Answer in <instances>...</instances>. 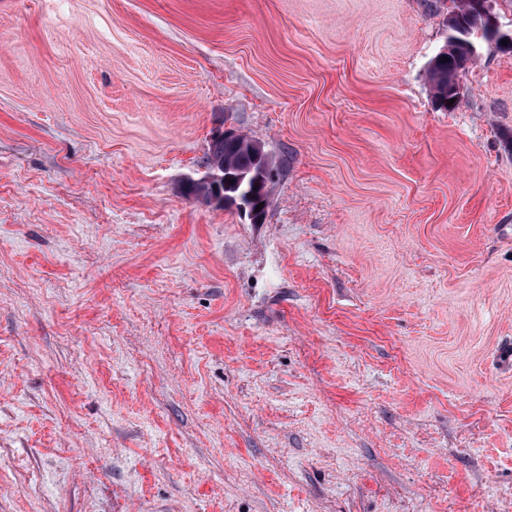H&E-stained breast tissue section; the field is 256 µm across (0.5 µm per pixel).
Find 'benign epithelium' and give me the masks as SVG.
Returning a JSON list of instances; mask_svg holds the SVG:
<instances>
[{
  "instance_id": "obj_1",
  "label": "benign epithelium",
  "mask_w": 512,
  "mask_h": 512,
  "mask_svg": "<svg viewBox=\"0 0 512 512\" xmlns=\"http://www.w3.org/2000/svg\"><path fill=\"white\" fill-rule=\"evenodd\" d=\"M469 24L461 27V32L467 38L473 36L477 39L501 45V40H508L505 49H512V29L502 30L498 17L493 12L492 2L490 0H470ZM213 139L223 141L234 147H245L249 149L258 161V169L252 175L253 184L265 185L263 194L259 195L249 189L245 192H239L235 195L228 194L230 184L228 179L224 178V163L212 161L203 166L202 174L197 177H187L183 185L185 189H190L197 185L207 187V191L195 194V199L218 208L231 207L236 209L241 215L249 218L251 223H262L266 205H268V172L269 154L265 152L261 143L249 139L240 133L231 129L219 128L215 131Z\"/></svg>"
}]
</instances>
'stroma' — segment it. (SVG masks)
Listing matches in <instances>:
<instances>
[{"label": "stroma", "instance_id": "obj_1", "mask_svg": "<svg viewBox=\"0 0 512 512\" xmlns=\"http://www.w3.org/2000/svg\"><path fill=\"white\" fill-rule=\"evenodd\" d=\"M424 0H0V512H512V52ZM265 219L183 195L215 127ZM466 53V47L460 44L457 46L456 53L453 50L449 54L441 56L436 53L430 61L428 80L431 87L433 104L439 110L448 111L449 108L456 105L448 107V97L452 93L454 94L455 102L461 99L462 87L459 81L454 88L453 86L457 79H459V74L464 71L462 66ZM443 57H447L448 61L442 62Z\"/></svg>", "mask_w": 512, "mask_h": 512}]
</instances>
